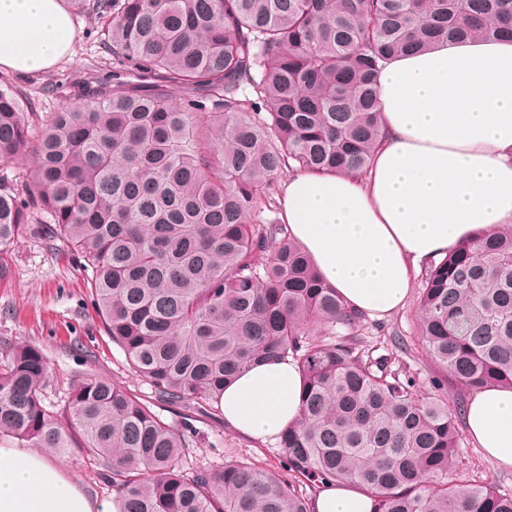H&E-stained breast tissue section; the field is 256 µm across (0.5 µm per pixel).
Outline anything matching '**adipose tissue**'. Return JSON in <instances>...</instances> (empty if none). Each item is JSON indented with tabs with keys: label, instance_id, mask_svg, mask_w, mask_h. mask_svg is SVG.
<instances>
[{
	"label": "adipose tissue",
	"instance_id": "obj_1",
	"mask_svg": "<svg viewBox=\"0 0 512 512\" xmlns=\"http://www.w3.org/2000/svg\"><path fill=\"white\" fill-rule=\"evenodd\" d=\"M62 0H0V70L29 76L70 54ZM382 140L369 169L293 175L281 219L327 286L372 319L401 309L420 264L479 232L512 226V41L442 42L384 64ZM292 359L246 370L218 399L225 427L277 439L300 417ZM464 426L495 463L512 467V387L471 392ZM358 486L326 483L311 512H374ZM0 512H119L90 498L30 448L0 445Z\"/></svg>",
	"mask_w": 512,
	"mask_h": 512
}]
</instances>
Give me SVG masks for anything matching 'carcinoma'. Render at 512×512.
Segmentation results:
<instances>
[{"label":"carcinoma","mask_w":512,"mask_h":512,"mask_svg":"<svg viewBox=\"0 0 512 512\" xmlns=\"http://www.w3.org/2000/svg\"><path fill=\"white\" fill-rule=\"evenodd\" d=\"M111 18L112 81L42 117L0 78L5 255L36 229L79 262L107 335L169 406L213 407L245 369L292 357L300 419L288 476L245 461L186 473L188 440L91 377L48 407L34 345L0 366V437L104 468L119 512H309L295 480L354 482L377 512H512L456 471L462 395L430 397L364 358L365 317L260 213L291 172L356 173L378 146L382 63L434 43L512 37V0H73ZM119 89L112 90V83ZM256 98L241 99L246 87ZM419 342L463 390L512 386V231L465 240L425 274Z\"/></svg>","instance_id":"obj_1"}]
</instances>
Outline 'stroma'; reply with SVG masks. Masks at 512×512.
<instances>
[{
    "instance_id": "35a3bbf8",
    "label": "stroma",
    "mask_w": 512,
    "mask_h": 512,
    "mask_svg": "<svg viewBox=\"0 0 512 512\" xmlns=\"http://www.w3.org/2000/svg\"><path fill=\"white\" fill-rule=\"evenodd\" d=\"M71 19L75 35L70 58L51 71L13 80L29 111L41 115L64 104H79L81 85L89 71L104 78L112 73L104 21L89 12L72 13ZM7 261L11 275L0 282V363H6L10 349L17 344L41 348L49 364L46 405L62 408L79 380L102 377L151 403L153 410L175 428L191 431L181 460L185 471L243 459L264 468L279 467L282 457L276 443H259L234 434L225 428L219 412L156 402L150 385L130 370L123 350L107 336L92 305L84 273L66 250L33 232L14 242ZM422 283V278H415L401 310L387 319L369 321L363 341L375 355L388 358L393 373L414 378L423 393L431 394L442 372L416 345ZM53 460L92 498L113 499L115 492L101 467L74 453L54 455ZM459 465L483 484L502 492L512 490V468L488 460L472 439L464 440Z\"/></svg>"
}]
</instances>
